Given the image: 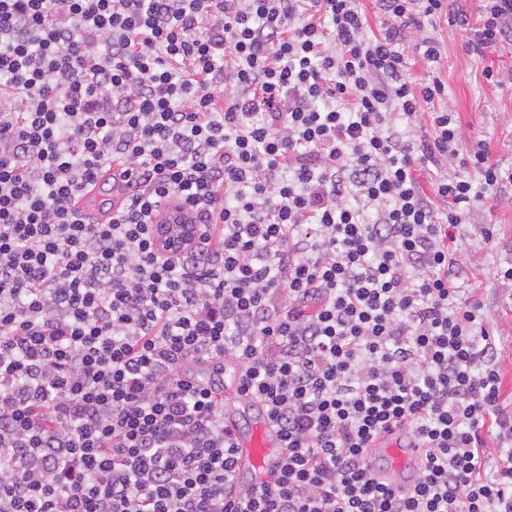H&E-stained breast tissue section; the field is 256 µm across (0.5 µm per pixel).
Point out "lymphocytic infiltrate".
I'll return each mask as SVG.
<instances>
[{
  "mask_svg": "<svg viewBox=\"0 0 512 512\" xmlns=\"http://www.w3.org/2000/svg\"><path fill=\"white\" fill-rule=\"evenodd\" d=\"M0 0V512H512V416L421 23L512 42V0ZM452 160L422 188L418 171ZM474 171L479 183L465 178ZM123 181L106 221L78 192ZM200 236L170 258V205ZM283 448L234 485L224 360ZM399 427L407 490L368 454ZM500 463L486 473L487 437Z\"/></svg>",
  "mask_w": 512,
  "mask_h": 512,
  "instance_id": "lymphocytic-infiltrate-1",
  "label": "lymphocytic infiltrate"
}]
</instances>
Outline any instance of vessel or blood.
Masks as SVG:
<instances>
[{"label":"vessel or blood","mask_w":512,"mask_h":512,"mask_svg":"<svg viewBox=\"0 0 512 512\" xmlns=\"http://www.w3.org/2000/svg\"><path fill=\"white\" fill-rule=\"evenodd\" d=\"M224 419L235 429V469L241 484L268 478L278 470L280 440L258 403L240 399L237 407L225 412ZM382 453L387 466L380 473V480L394 486L411 487L420 458L414 437L404 430L393 429L382 443Z\"/></svg>","instance_id":"obj_1"}]
</instances>
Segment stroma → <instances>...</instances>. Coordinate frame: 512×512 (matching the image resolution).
<instances>
[{
  "label": "stroma",
  "mask_w": 512,
  "mask_h": 512,
  "mask_svg": "<svg viewBox=\"0 0 512 512\" xmlns=\"http://www.w3.org/2000/svg\"><path fill=\"white\" fill-rule=\"evenodd\" d=\"M444 36L440 77L448 97L437 109H450L461 125V150L476 142L489 145L492 159L502 168H512V86L495 87L483 76L487 66L512 67V45L478 56L465 51L460 39L447 37L446 19L424 18ZM468 239L482 261V285L477 293L482 314L493 330L503 377L501 404L512 412V284L494 281L497 269L512 266V188L483 199L469 218ZM492 238H485V230Z\"/></svg>",
  "instance_id": "stroma-1"
}]
</instances>
